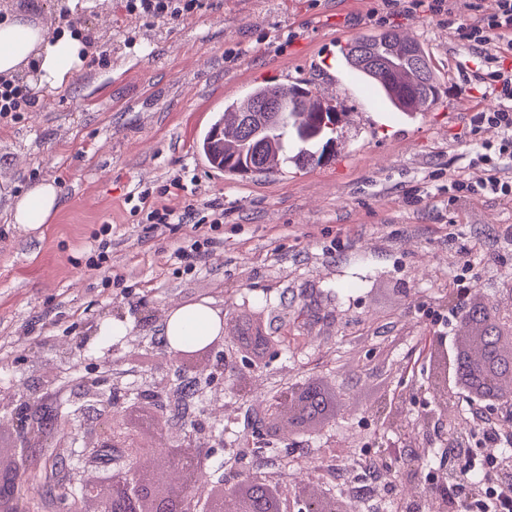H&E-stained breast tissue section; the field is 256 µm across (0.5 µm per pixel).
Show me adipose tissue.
Wrapping results in <instances>:
<instances>
[{"mask_svg":"<svg viewBox=\"0 0 512 512\" xmlns=\"http://www.w3.org/2000/svg\"><path fill=\"white\" fill-rule=\"evenodd\" d=\"M82 45L68 36H50L47 29L17 16L0 22V78H13L26 66H34L39 86L64 85L81 59ZM61 207L56 186L48 181L32 184L14 205V223L34 229L50 222ZM221 322L208 307H182L169 314L164 336L171 347H180L183 337L211 339Z\"/></svg>","mask_w":512,"mask_h":512,"instance_id":"ef3b65f1","label":"adipose tissue"}]
</instances>
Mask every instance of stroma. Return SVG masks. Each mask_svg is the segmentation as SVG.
Masks as SVG:
<instances>
[{"instance_id":"1","label":"stroma","mask_w":512,"mask_h":512,"mask_svg":"<svg viewBox=\"0 0 512 512\" xmlns=\"http://www.w3.org/2000/svg\"><path fill=\"white\" fill-rule=\"evenodd\" d=\"M81 26L93 40L88 61L62 89H39L40 103L0 122V405L20 394L53 392V408L78 403L83 429L98 405L80 376L111 357L124 391L166 376L164 317L197 303L224 317L226 351L245 320L261 335H291L288 348H264L246 376L267 394L299 380L322 379L336 392L334 419L295 445L240 460L232 443L261 416L225 383L227 419L202 415L201 401L167 400L169 435L190 422L224 431L206 457L212 484L256 473L288 487L294 468L315 465L313 481L345 500L370 483L360 512H398L403 476L429 466L454 471L437 432L385 428L381 397L408 403L418 416L431 362H418L420 336L447 332L458 278L476 282L482 302L512 287V201L493 195L448 202V178H479L472 157L494 142L493 128L471 130L475 113L495 108L491 87L476 83V47L459 35L476 13L452 0L448 15L428 6L381 10L378 0H202L184 17L128 13L126 0H100ZM76 0H0V16L23 15L56 31L68 27ZM424 45L444 94L409 118L391 109L342 61L341 45L383 29ZM300 84L347 115L334 162L267 179L224 175L198 150L224 108L256 84ZM181 177L199 205L224 210L217 244L195 269L172 263L193 235L189 224L155 227L149 210H180L167 193ZM54 183L62 208L30 229L12 221L15 201L37 181ZM148 207H140V196ZM108 259L91 267L99 243ZM128 336L107 338L109 321ZM397 452L403 471L369 475L346 453Z\"/></svg>"}]
</instances>
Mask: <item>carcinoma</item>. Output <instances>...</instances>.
I'll list each match as a JSON object with an SVG mask.
<instances>
[{
  "label": "carcinoma",
  "instance_id": "cac0c4a2",
  "mask_svg": "<svg viewBox=\"0 0 512 512\" xmlns=\"http://www.w3.org/2000/svg\"><path fill=\"white\" fill-rule=\"evenodd\" d=\"M341 54L348 66L406 116L426 111L440 98L441 83L422 45L393 29L358 37L343 46ZM309 94L311 90L301 86L284 92L261 85L244 98L225 103L224 112L200 143L208 163L230 176L267 177L285 167L306 170L331 162L346 113L319 97L311 104ZM270 101L284 112L260 111ZM80 457L77 448L33 468L27 487L34 491L29 501L32 512H41L46 497L63 504L79 494L80 487L65 481L64 472L67 461Z\"/></svg>",
  "mask_w": 512,
  "mask_h": 512
}]
</instances>
